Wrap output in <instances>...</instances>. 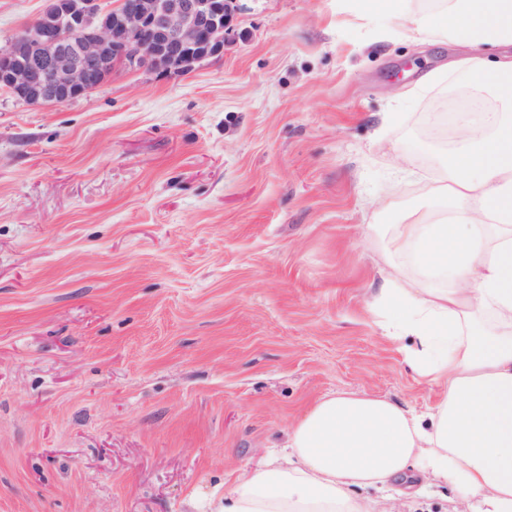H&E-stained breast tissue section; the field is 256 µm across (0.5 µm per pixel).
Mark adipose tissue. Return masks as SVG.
Segmentation results:
<instances>
[{
	"label": "adipose tissue",
	"mask_w": 512,
	"mask_h": 512,
	"mask_svg": "<svg viewBox=\"0 0 512 512\" xmlns=\"http://www.w3.org/2000/svg\"><path fill=\"white\" fill-rule=\"evenodd\" d=\"M408 37L473 48L472 84L512 94V56L487 62L481 47L512 44V0H378ZM457 147L426 204L401 211L387 251L402 253L373 298L385 338L440 390L418 413L366 392L318 398L283 445L225 490L213 512H367L380 493L399 512L402 477L418 472L457 493L453 512H512V114L458 123Z\"/></svg>",
	"instance_id": "obj_1"
}]
</instances>
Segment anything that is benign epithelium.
I'll use <instances>...</instances> for the list:
<instances>
[{
	"instance_id": "7a95c632",
	"label": "benign epithelium",
	"mask_w": 512,
	"mask_h": 512,
	"mask_svg": "<svg viewBox=\"0 0 512 512\" xmlns=\"http://www.w3.org/2000/svg\"><path fill=\"white\" fill-rule=\"evenodd\" d=\"M236 0H46L0 50V87L27 104L63 103L103 83L112 62L131 71L186 74L236 35Z\"/></svg>"
}]
</instances>
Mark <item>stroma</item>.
Returning a JSON list of instances; mask_svg holds the SVG:
<instances>
[{
  "label": "stroma",
  "mask_w": 512,
  "mask_h": 512,
  "mask_svg": "<svg viewBox=\"0 0 512 512\" xmlns=\"http://www.w3.org/2000/svg\"><path fill=\"white\" fill-rule=\"evenodd\" d=\"M351 2L238 0L181 77L0 91V512H210L324 394L436 403L377 324L379 229L448 153L431 107L486 92ZM44 5L0 0V48Z\"/></svg>",
  "instance_id": "stroma-1"
}]
</instances>
